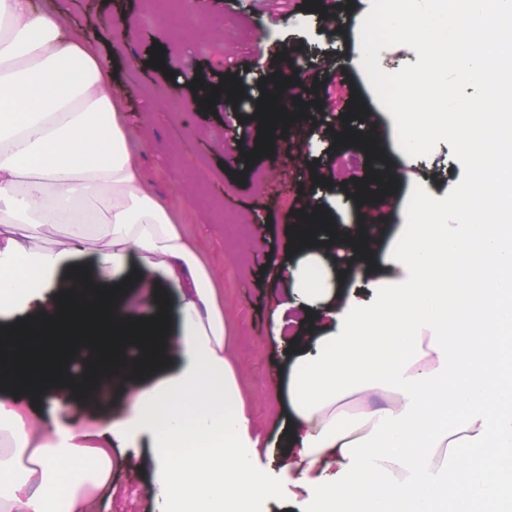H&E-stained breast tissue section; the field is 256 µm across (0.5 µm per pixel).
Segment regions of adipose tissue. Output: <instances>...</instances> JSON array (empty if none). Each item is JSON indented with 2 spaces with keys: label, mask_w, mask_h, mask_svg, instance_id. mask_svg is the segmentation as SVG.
Returning <instances> with one entry per match:
<instances>
[{
  "label": "adipose tissue",
  "mask_w": 512,
  "mask_h": 512,
  "mask_svg": "<svg viewBox=\"0 0 512 512\" xmlns=\"http://www.w3.org/2000/svg\"><path fill=\"white\" fill-rule=\"evenodd\" d=\"M382 31L425 62L396 76L402 135L414 149L453 138L479 184L451 187L460 208L447 223L431 205L401 216L389 244L363 227L320 243L297 231L284 303L270 334L291 350L273 382L278 434L256 435L228 341L224 290L179 217L144 181L107 58L65 4L35 10L0 0V319L58 315L63 295L110 290L135 273L178 296L165 337L166 367L136 372L127 408L96 433L46 423L98 388L69 379L22 389L0 378V512H97L113 448L153 470L162 512H256L277 499L257 469L279 448L314 512H512V160L487 152L468 122L481 104L453 98L450 82L485 86L491 60L512 61V35L483 37L488 20L512 21V0H388ZM495 199L492 211L478 197ZM361 249L378 273L371 300L336 278L327 250ZM90 255L92 271H75ZM303 332L289 330L298 316ZM379 392L386 404L353 417L336 404ZM149 447L142 457L140 447Z\"/></svg>",
  "instance_id": "ef3b65f1"
}]
</instances>
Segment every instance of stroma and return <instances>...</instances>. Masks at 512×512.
Masks as SVG:
<instances>
[{"instance_id":"obj_1","label":"stroma","mask_w":512,"mask_h":512,"mask_svg":"<svg viewBox=\"0 0 512 512\" xmlns=\"http://www.w3.org/2000/svg\"><path fill=\"white\" fill-rule=\"evenodd\" d=\"M376 0H196L195 16L179 40L151 20L147 0H67L65 21L82 26L101 52L111 54L134 139L145 140L147 185L178 211L197 248L224 282L229 342L255 429L275 434L271 379L285 359L269 339L268 317L280 297L268 270L270 256L294 254L301 224H361L395 232L401 211L418 210L422 191L439 197L449 186L476 183L480 173L462 167L454 141L422 148L414 166L399 150V115L385 108L356 60L359 20ZM124 15V41L110 36L112 16ZM162 45L165 70L150 67V51ZM223 79L239 82V98L220 96L211 110L198 101ZM291 79L300 94L289 101L293 116L277 130L268 154L246 162L237 142L254 146L262 94ZM179 80L185 106L165 105ZM364 143L355 172L340 171L339 153ZM124 380L113 381L97 406L70 403L62 419L88 429L125 403ZM112 484L99 512H160L151 472L134 473L124 452L112 451Z\"/></svg>"}]
</instances>
